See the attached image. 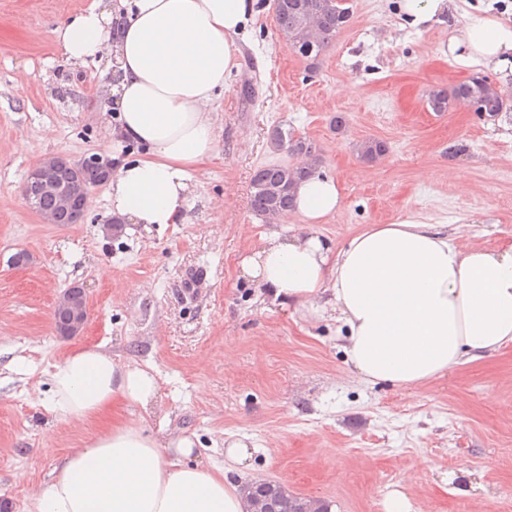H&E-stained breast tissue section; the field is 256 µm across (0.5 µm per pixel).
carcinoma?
I'll return each instance as SVG.
<instances>
[{
    "instance_id": "1",
    "label": "carcinoma",
    "mask_w": 512,
    "mask_h": 512,
    "mask_svg": "<svg viewBox=\"0 0 512 512\" xmlns=\"http://www.w3.org/2000/svg\"><path fill=\"white\" fill-rule=\"evenodd\" d=\"M319 15L316 41L299 39L286 42V46L302 58L314 62L324 49L350 21L351 9L346 5H334L329 0H280L275 10V21L282 36L296 33L302 24L304 11ZM474 102L485 117H495L509 107L508 101L498 88L483 76H474L468 81L455 86L451 91L434 89L429 93V104L435 112H446L458 102ZM271 142L279 148H287L289 152L314 159L319 152L318 144L306 137H294L277 126L270 132ZM386 151L384 142L370 139L358 145L360 158L373 162ZM251 208L254 212L264 215L271 205L270 199L257 187H252Z\"/></svg>"
}]
</instances>
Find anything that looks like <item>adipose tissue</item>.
Instances as JSON below:
<instances>
[{
  "label": "adipose tissue",
  "mask_w": 512,
  "mask_h": 512,
  "mask_svg": "<svg viewBox=\"0 0 512 512\" xmlns=\"http://www.w3.org/2000/svg\"><path fill=\"white\" fill-rule=\"evenodd\" d=\"M257 0H91L54 29L65 59L106 57L123 143L144 156L123 161L108 196L112 215L151 229L186 224L193 172L218 150L214 103L237 67L236 39ZM448 53L460 66L512 79V19L455 20ZM333 178L315 173L294 189L301 229L263 236L238 261L242 275L275 304L335 312L348 371L368 384L412 389L462 364L512 346V247L464 248L447 225L406 218L370 224L342 246L317 224L339 211ZM38 404L53 417L90 419L112 401L148 407L158 381L115 360L103 345L76 349L45 371ZM195 440L150 434L136 422L112 426L70 449L40 486L38 512H243L229 472L248 466L249 443L228 434L223 467L190 460Z\"/></svg>",
  "instance_id": "ef3b65f1"
}]
</instances>
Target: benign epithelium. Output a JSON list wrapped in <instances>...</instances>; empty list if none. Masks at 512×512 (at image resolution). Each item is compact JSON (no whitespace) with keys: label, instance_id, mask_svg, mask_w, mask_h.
<instances>
[{"label":"benign epithelium","instance_id":"benign-epithelium-1","mask_svg":"<svg viewBox=\"0 0 512 512\" xmlns=\"http://www.w3.org/2000/svg\"><path fill=\"white\" fill-rule=\"evenodd\" d=\"M115 170L112 159L93 154L79 161L62 155L51 156L33 167L27 176L26 186L33 187L23 193L27 202L32 196L44 193L56 199V210H38L49 224L82 223L91 189L101 186L112 179ZM54 314L58 316V334L65 338L79 335L90 315L89 298L85 289L73 285L64 290L57 298ZM249 492L248 512H317L323 502L289 494L283 484L266 479L250 481L245 485Z\"/></svg>","mask_w":512,"mask_h":512}]
</instances>
